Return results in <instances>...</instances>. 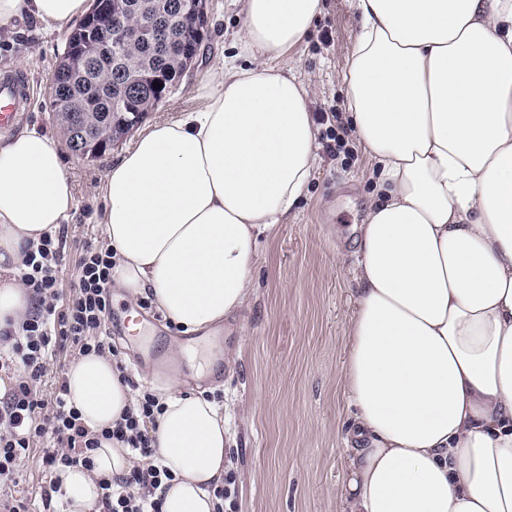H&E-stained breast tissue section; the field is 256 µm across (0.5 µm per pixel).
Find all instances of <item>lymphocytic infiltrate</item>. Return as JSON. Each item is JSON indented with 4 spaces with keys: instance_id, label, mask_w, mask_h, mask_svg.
Segmentation results:
<instances>
[{
    "instance_id": "1",
    "label": "lymphocytic infiltrate",
    "mask_w": 512,
    "mask_h": 512,
    "mask_svg": "<svg viewBox=\"0 0 512 512\" xmlns=\"http://www.w3.org/2000/svg\"><path fill=\"white\" fill-rule=\"evenodd\" d=\"M63 245V235L47 234L28 252L19 278L35 301V310L21 334L0 332V376L11 380L0 395V486L16 484L33 438L50 436L52 444L41 458L49 477L42 504L44 512H55L52 501L58 486L52 475L63 466L92 467L91 453L104 437L123 443L131 457L144 461L127 474L99 478L104 512H162L163 486L171 474L161 464L144 427L159 409L155 396L136 394L134 407L98 436L69 404L65 379H58L51 396H43L40 390L47 367L59 350L82 355L114 351L105 329L111 309L112 251L86 244L75 290L65 298L60 294L59 279Z\"/></svg>"
}]
</instances>
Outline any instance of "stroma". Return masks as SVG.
Here are the masks:
<instances>
[{"label":"stroma","mask_w":512,"mask_h":512,"mask_svg":"<svg viewBox=\"0 0 512 512\" xmlns=\"http://www.w3.org/2000/svg\"><path fill=\"white\" fill-rule=\"evenodd\" d=\"M242 22L240 0H207V32L199 57L181 83L148 121L173 120L198 105L200 88L217 59L235 54ZM359 19L348 0H324L305 39L283 57L298 80L309 83L313 112L347 110L342 73L358 32ZM72 24L47 27L25 16L0 24V68L29 80L33 94L21 128L61 136L49 110V78L64 51ZM327 127L318 124L320 144L315 173L305 195L262 240L260 261L245 309L211 337L186 338L155 308L143 311L157 329L153 350L142 355L127 338L130 309L112 288V339L117 362L141 389H150L147 365L163 366L170 351L180 353L178 371L216 395L232 446L224 456L232 478L234 507L224 512H347L341 485L352 455L345 439L352 409L342 389L346 336L354 307L353 270L357 245L352 232L363 223L380 173L354 142L327 151ZM134 141L126 135L97 160L64 150L65 171L74 187V217L68 224L61 261V289L70 294L84 243H102L99 223L104 201L98 192L105 170ZM348 256L337 267V252ZM48 438L34 439L16 486L0 490V500L26 498L42 512L47 478L41 466Z\"/></svg>","instance_id":"1"}]
</instances>
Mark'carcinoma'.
Returning <instances> with one entry per match:
<instances>
[{
  "label": "carcinoma",
  "instance_id": "1",
  "mask_svg": "<svg viewBox=\"0 0 512 512\" xmlns=\"http://www.w3.org/2000/svg\"><path fill=\"white\" fill-rule=\"evenodd\" d=\"M164 19L165 32L150 41H128L107 66H94L73 77L70 95L63 101L50 95V111L67 142L87 137L102 143L97 159L108 149L107 133L128 132L142 122L148 112L161 103L180 83L191 57L198 54L201 38L189 0H124L120 8L92 20L86 18L74 29L52 74L59 78L69 70L76 38L83 31L90 39L108 38L120 29L148 26L156 18ZM162 76L166 86L156 89L152 76ZM90 100V112L71 111L70 107Z\"/></svg>",
  "mask_w": 512,
  "mask_h": 512
}]
</instances>
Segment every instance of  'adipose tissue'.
<instances>
[{"instance_id": "ef3b65f1", "label": "adipose tissue", "mask_w": 512, "mask_h": 512, "mask_svg": "<svg viewBox=\"0 0 512 512\" xmlns=\"http://www.w3.org/2000/svg\"><path fill=\"white\" fill-rule=\"evenodd\" d=\"M360 26L343 81L350 133L381 168L358 245L342 371L353 446L349 512H512V0H349ZM88 0H0V22L52 27ZM238 58L222 59L196 109L139 131L107 168L112 277L184 333L247 303L259 238L304 195L317 162L309 88L280 60L321 0H242ZM57 137L0 139V330L31 295L14 272L71 218ZM70 401L101 442L63 466V512H102L98 478L127 473L103 430L135 404L110 355L67 370ZM156 447L173 475L162 512H214L229 439L215 401L155 372Z\"/></svg>"}]
</instances>
